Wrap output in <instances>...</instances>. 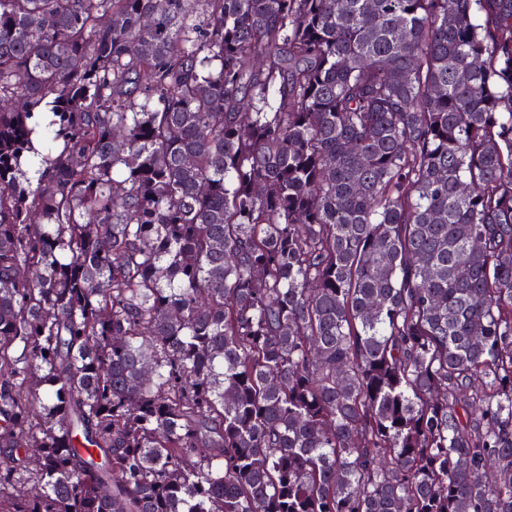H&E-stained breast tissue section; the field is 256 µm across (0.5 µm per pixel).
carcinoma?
I'll return each mask as SVG.
<instances>
[{
    "label": "carcinoma",
    "mask_w": 512,
    "mask_h": 512,
    "mask_svg": "<svg viewBox=\"0 0 512 512\" xmlns=\"http://www.w3.org/2000/svg\"><path fill=\"white\" fill-rule=\"evenodd\" d=\"M0 512H512V0H0Z\"/></svg>",
    "instance_id": "obj_1"
}]
</instances>
